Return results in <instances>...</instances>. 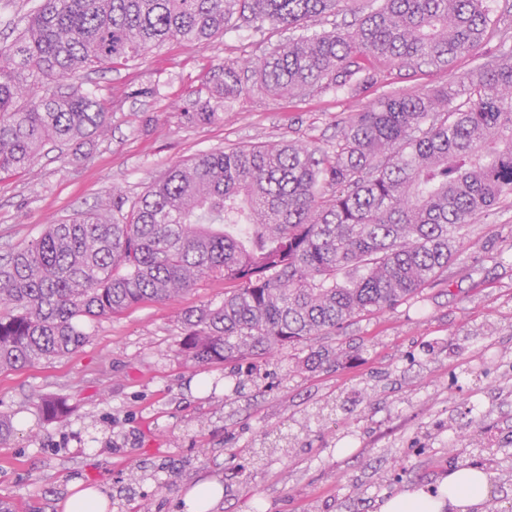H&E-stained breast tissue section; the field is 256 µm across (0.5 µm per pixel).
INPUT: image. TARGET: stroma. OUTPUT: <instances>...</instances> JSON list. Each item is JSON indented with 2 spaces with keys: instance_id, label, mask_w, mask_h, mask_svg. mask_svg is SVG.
<instances>
[{
  "instance_id": "1",
  "label": "stroma",
  "mask_w": 512,
  "mask_h": 512,
  "mask_svg": "<svg viewBox=\"0 0 512 512\" xmlns=\"http://www.w3.org/2000/svg\"><path fill=\"white\" fill-rule=\"evenodd\" d=\"M288 37L268 27L172 40L79 75L110 126L66 156L49 150L0 175V254L46 225L105 209L113 194L136 199L202 152L288 140L329 147L338 122L383 96L460 81L512 51V37L497 36L444 68L381 62L361 92L288 99L250 87L224 101L219 121L185 120L224 63L254 66ZM135 84L154 95L124 98ZM223 298V280L202 279L168 302L85 323L88 339L71 355L0 373V413L13 423L0 443V501L13 512H62L80 481L101 487L112 512L143 499L152 512H186L185 493L214 480L224 496L212 512H380L388 497L467 465L437 427L452 415L466 425L477 405L499 422L485 437L504 461L491 492L512 512V203L469 227L447 282L324 339L343 354L318 368L302 364L307 344L250 364L194 365L180 350V313ZM46 394L67 400L66 422L42 418Z\"/></svg>"
}]
</instances>
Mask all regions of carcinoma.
I'll use <instances>...</instances> for the list:
<instances>
[{"mask_svg": "<svg viewBox=\"0 0 512 512\" xmlns=\"http://www.w3.org/2000/svg\"><path fill=\"white\" fill-rule=\"evenodd\" d=\"M356 0H41L0 43V173L46 147L102 132L109 112L75 82L81 68L128 62L169 40L207 42L267 25L300 34L255 67L282 98L374 84L371 60L445 66L501 31L484 0H381L332 31L321 17ZM246 90L226 63L217 98ZM512 199V56L432 92L385 96L341 122L327 149L288 141L213 150L172 166L124 210L50 224L0 257V372L76 352L84 319L165 302L205 277L231 289L186 310L182 351L198 366L254 360L334 336L447 276L463 228ZM61 421L68 405L38 402Z\"/></svg>", "mask_w": 512, "mask_h": 512, "instance_id": "obj_1", "label": "carcinoma"}]
</instances>
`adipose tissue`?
Masks as SVG:
<instances>
[{
    "label": "adipose tissue",
    "instance_id": "adipose-tissue-1",
    "mask_svg": "<svg viewBox=\"0 0 512 512\" xmlns=\"http://www.w3.org/2000/svg\"><path fill=\"white\" fill-rule=\"evenodd\" d=\"M489 490L487 472L460 468L442 480L438 494L402 492L386 501L380 512H480Z\"/></svg>",
    "mask_w": 512,
    "mask_h": 512
}]
</instances>
